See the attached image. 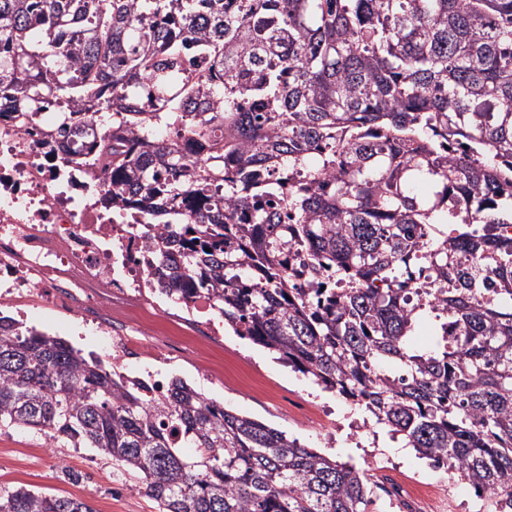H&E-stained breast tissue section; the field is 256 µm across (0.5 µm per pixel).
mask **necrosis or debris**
Returning a JSON list of instances; mask_svg holds the SVG:
<instances>
[{
  "instance_id": "obj_1",
  "label": "necrosis or debris",
  "mask_w": 512,
  "mask_h": 512,
  "mask_svg": "<svg viewBox=\"0 0 512 512\" xmlns=\"http://www.w3.org/2000/svg\"><path fill=\"white\" fill-rule=\"evenodd\" d=\"M57 129L43 113L0 115V303L22 326L37 299L76 317L127 384L161 388L154 369L166 355L143 364L106 316L114 303L146 300L157 227L106 206L107 158L84 141L58 140Z\"/></svg>"
}]
</instances>
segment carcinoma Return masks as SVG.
Wrapping results in <instances>:
<instances>
[{
    "label": "carcinoma",
    "mask_w": 512,
    "mask_h": 512,
    "mask_svg": "<svg viewBox=\"0 0 512 512\" xmlns=\"http://www.w3.org/2000/svg\"><path fill=\"white\" fill-rule=\"evenodd\" d=\"M0 63L14 112L62 93L122 115L127 137L90 123V147L112 206L161 226L158 294L215 297L236 335L512 512V0H0ZM422 312L437 343L415 351ZM2 429L90 449L159 512L370 504L364 474L183 379L149 397L5 316ZM0 512L96 510L21 486Z\"/></svg>",
    "instance_id": "obj_1"
}]
</instances>
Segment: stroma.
Masks as SVG:
<instances>
[{"label":"stroma","mask_w":512,"mask_h":512,"mask_svg":"<svg viewBox=\"0 0 512 512\" xmlns=\"http://www.w3.org/2000/svg\"><path fill=\"white\" fill-rule=\"evenodd\" d=\"M167 302L129 313L114 311L116 328L144 350L162 347L171 363L164 372L180 377L206 397L238 414L282 431L302 446L367 471L372 482L394 478L438 500L440 512H487L486 501L463 482L450 481L446 468L392 437L389 427L369 421L366 413L311 378L279 362L274 353L224 331L223 347L189 342L194 322L185 311L168 321L159 313ZM36 491L90 501L96 512H157L108 464L85 449L48 447L41 435L0 431V487Z\"/></svg>","instance_id":"obj_1"}]
</instances>
